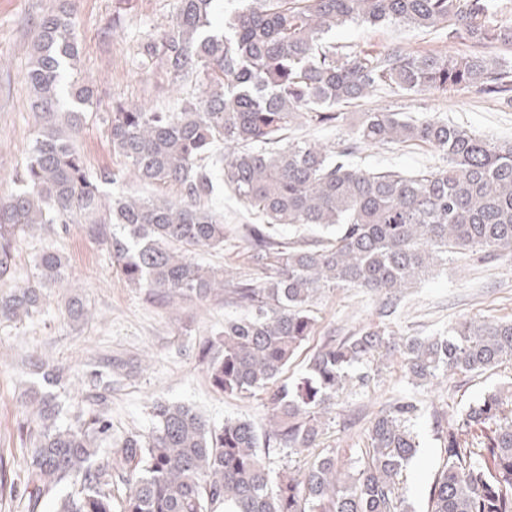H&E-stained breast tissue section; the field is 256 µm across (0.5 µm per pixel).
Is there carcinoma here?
Wrapping results in <instances>:
<instances>
[{
    "instance_id": "obj_1",
    "label": "carcinoma",
    "mask_w": 512,
    "mask_h": 512,
    "mask_svg": "<svg viewBox=\"0 0 512 512\" xmlns=\"http://www.w3.org/2000/svg\"><path fill=\"white\" fill-rule=\"evenodd\" d=\"M168 29L140 45L174 83L202 95L174 111L123 101L100 116L115 153L140 183L176 190L141 197L118 187L123 171L90 169L78 136L95 88L77 77L80 47L73 0H56L34 22L27 71L33 145L14 189L0 197V324L42 312L47 290L65 278L67 257L46 248L33 280L14 282L20 238L33 230L84 224L104 246L118 278L168 298L206 300L222 292L243 313L224 320L198 350L211 387L227 397H266L269 416L216 423L192 407L152 404L149 431L112 430V384L100 358L90 387L63 412L64 368L32 363L42 387L26 390L19 438L22 464L0 458V496L38 512L65 492L55 512H408L403 474L420 448L417 397L395 398L371 421L366 458L350 472L332 452L301 474L271 477L267 456L317 446L329 406L346 387L367 386L387 351L399 349L405 375L426 387L450 373L512 365V319L465 320L428 336L396 337L366 327L328 336L305 373L281 378L314 332L311 306L324 289L366 288L381 316L399 309L405 289L452 256L512 257V141H491L436 115L373 110L331 151L289 138L304 121L337 127L342 108L375 91L402 94L472 89L512 104V21L501 0H247L221 29L218 0H174ZM347 22L413 26L469 42L461 57L394 47L345 52L326 39ZM224 153L215 156L216 144ZM424 144L443 165L415 173L370 171L350 157L363 145ZM221 179L265 217L245 225L255 265L271 272L237 281L191 254L224 244L222 218L209 205ZM312 225V238L275 239L269 227ZM443 457L426 512H512V383L485 393L452 418L434 410ZM124 485L123 497L115 487Z\"/></svg>"
}]
</instances>
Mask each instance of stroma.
Listing matches in <instances>:
<instances>
[{
  "mask_svg": "<svg viewBox=\"0 0 512 512\" xmlns=\"http://www.w3.org/2000/svg\"><path fill=\"white\" fill-rule=\"evenodd\" d=\"M53 0H0V192H9L12 178L22 169L32 147L35 119L25 85L33 32L31 18L47 11ZM116 6L115 0H76V34L80 44L78 71L94 85L97 100L88 114L81 137L91 169H121L122 157L113 152L99 113L109 111L113 100L148 104L157 109H176L177 99L165 71L140 61L138 47L149 37L167 29L174 13L173 0H131L127 23L112 35L103 28ZM344 49L386 50L399 47L409 52L432 51L452 56L468 54L470 43L446 41L435 34L394 25L369 26L347 23L330 33ZM374 109L437 115L495 141L512 140V109L486 96L467 90L451 94L380 92L348 107L344 125L312 127L297 125L292 138L337 146L347 128L361 113ZM356 165L377 170L416 172L441 164V157L427 146L368 145L353 158ZM213 207L224 217V247L195 253L203 265L239 277L262 278L250 261L244 227L263 218L230 190L218 189ZM51 247L67 256L62 287L54 289L43 314L14 326H0V457L21 458L17 428L23 418L20 395L35 377L28 366L30 356L62 365L71 378H80L98 356L108 354L130 364L120 384L112 388V425L115 432L148 430L150 407L157 399L190 404L212 421L242 418L263 424L268 417L263 395L247 399L224 396L212 389L205 366L197 353L200 343L237 316L223 297L206 301L175 300L167 303L139 288L120 284L105 249L92 240L81 224L68 225L60 233H36L18 244L15 276L31 279L42 248ZM79 295L92 317L84 324L72 323L67 301ZM313 310L316 330L298 350L286 375L300 377L309 355L333 335L344 337L362 327L386 323L399 336L426 335L464 318L512 319V261L478 256L453 258L435 268L405 294L401 308L388 320H380L375 292L364 288L327 289L319 293ZM384 366L364 388L347 387L332 407L319 449L335 452L340 464L357 467L367 446L371 420L398 396L417 394L425 407L416 420L422 453L407 473L406 498L413 512H425L426 487L440 462V442L429 407L446 415L476 401L487 390L512 380V366L478 373L455 375L414 389L405 376L400 355L383 360Z\"/></svg>",
  "mask_w": 512,
  "mask_h": 512,
  "instance_id": "obj_1",
  "label": "stroma"
}]
</instances>
